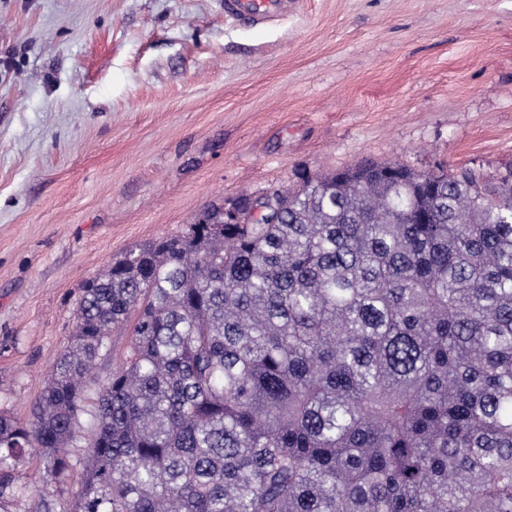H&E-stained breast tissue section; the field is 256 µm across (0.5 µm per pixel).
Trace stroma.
Returning <instances> with one entry per match:
<instances>
[{
	"label": "stroma",
	"instance_id": "obj_1",
	"mask_svg": "<svg viewBox=\"0 0 512 512\" xmlns=\"http://www.w3.org/2000/svg\"><path fill=\"white\" fill-rule=\"evenodd\" d=\"M365 158L512 170V0H0V411L30 417L112 259ZM284 0H225L224 6L237 16H249L253 21H267L278 16Z\"/></svg>",
	"mask_w": 512,
	"mask_h": 512
}]
</instances>
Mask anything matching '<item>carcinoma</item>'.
I'll return each mask as SVG.
<instances>
[{
  "mask_svg": "<svg viewBox=\"0 0 512 512\" xmlns=\"http://www.w3.org/2000/svg\"><path fill=\"white\" fill-rule=\"evenodd\" d=\"M273 195L275 224L211 205L85 283L32 419L0 413V501L36 448L45 512H512V172Z\"/></svg>",
  "mask_w": 512,
  "mask_h": 512,
  "instance_id": "carcinoma-1",
  "label": "carcinoma"
}]
</instances>
